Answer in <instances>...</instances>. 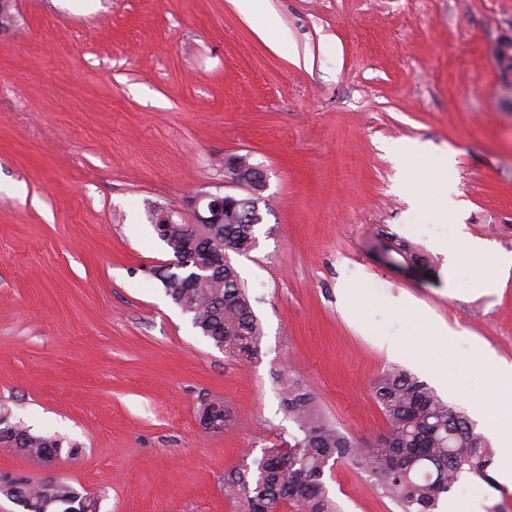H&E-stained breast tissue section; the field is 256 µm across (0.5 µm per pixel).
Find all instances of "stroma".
Here are the masks:
<instances>
[{"label":"stroma","mask_w":512,"mask_h":512,"mask_svg":"<svg viewBox=\"0 0 512 512\" xmlns=\"http://www.w3.org/2000/svg\"><path fill=\"white\" fill-rule=\"evenodd\" d=\"M276 51L231 0H10L0 27V405L76 443L52 469L0 449V475L52 474L98 512H245L224 476L290 440L295 376L355 437L386 428L372 381L397 366L452 404H495L512 365V90L492 57L512 0H269ZM407 140L420 159L398 163ZM266 175L256 248L230 254L261 325L241 361L203 336L151 270L171 255L149 205L240 194L224 159ZM487 250L454 264L427 206ZM427 266L368 250L377 230ZM356 298L346 317V294ZM448 329L417 331L422 318ZM223 401L231 430L205 425ZM339 512H402L344 464ZM464 512H512V487L463 478Z\"/></svg>","instance_id":"obj_1"}]
</instances>
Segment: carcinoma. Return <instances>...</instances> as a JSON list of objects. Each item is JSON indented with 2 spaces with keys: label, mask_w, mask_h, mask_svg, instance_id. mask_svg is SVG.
<instances>
[{
  "label": "carcinoma",
  "mask_w": 512,
  "mask_h": 512,
  "mask_svg": "<svg viewBox=\"0 0 512 512\" xmlns=\"http://www.w3.org/2000/svg\"><path fill=\"white\" fill-rule=\"evenodd\" d=\"M201 225V233L224 242L239 255L256 248L255 224ZM167 247L193 267L208 263L204 254L187 249L185 225L169 224ZM398 249L377 247L396 259L409 256L417 264L425 260L404 241ZM168 295L181 309L191 311L195 328L224 352L240 360L257 354L262 331L244 282L229 262L211 271L207 282L185 287L188 276L167 268L160 274ZM283 407L300 436L281 446L262 451L252 464L231 470L225 484L244 498L247 512H280L288 505L293 512H337L323 481L326 470L344 462L374 478L382 494L396 501L403 512H435L442 495L451 492L460 479L472 475L493 484L488 473L492 449L476 432L464 409L442 399L428 384L407 371L391 367L373 383L377 404L385 416L387 430L377 440L365 442L342 432L317 407L311 393L288 379ZM0 447L19 448L26 458L45 454L58 456L63 440L5 425ZM76 488L53 479L0 484V493L17 501L26 512H67Z\"/></svg>",
  "instance_id": "carcinoma-1"
}]
</instances>
